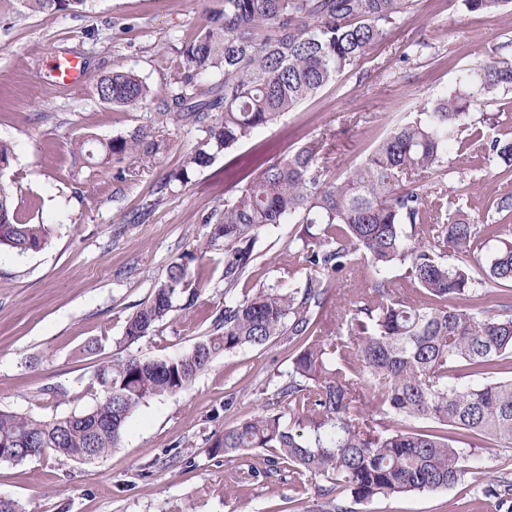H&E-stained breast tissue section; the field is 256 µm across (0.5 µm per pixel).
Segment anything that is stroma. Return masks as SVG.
I'll use <instances>...</instances> for the list:
<instances>
[{"mask_svg": "<svg viewBox=\"0 0 512 512\" xmlns=\"http://www.w3.org/2000/svg\"><path fill=\"white\" fill-rule=\"evenodd\" d=\"M222 0H90L85 10L32 13L0 0V139L13 143L7 172L21 212L54 229L41 252L0 250V409L49 419L93 404L90 385L115 357L164 360L207 336L224 310V251L195 265L204 286L192 308L175 310L148 335L123 340L127 319L164 281L169 267L205 237V219L235 195L256 164L329 135L331 176L343 178L396 123L451 92L460 77L495 56H512V9L467 11L462 0H416L361 65L340 74L293 111L228 154L192 169L151 213L162 178L182 166L202 136L193 126L159 123L155 103L134 109L100 102L96 85L113 70L134 71L153 89L173 77L176 50ZM65 51L84 64L82 86L54 85L48 66ZM153 127V142L101 166L75 155L80 139L106 141ZM443 187L476 221L512 193L497 164L452 148ZM290 225L267 231L265 254L246 287L274 283L299 257L286 244ZM286 340L219 355L185 390L141 406L119 448L92 463L54 456L0 461V497L23 512H283L287 480L228 494L238 461L213 454L226 427L258 412L263 387L289 366ZM477 471L435 492L376 498L355 512H495L480 488L512 480V448H484Z\"/></svg>", "mask_w": 512, "mask_h": 512, "instance_id": "1", "label": "stroma"}]
</instances>
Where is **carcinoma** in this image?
<instances>
[{
    "mask_svg": "<svg viewBox=\"0 0 512 512\" xmlns=\"http://www.w3.org/2000/svg\"><path fill=\"white\" fill-rule=\"evenodd\" d=\"M88 0H23L32 13L78 11ZM467 10L494 14L512 0H463ZM222 9L177 51L172 83L154 91L133 71L115 70L97 87L117 108L158 101L159 115L203 133L182 168L163 178L152 210L188 169L233 150L253 132L294 110L339 74L357 68L414 0H223ZM205 78L213 79L203 88ZM512 90V60L492 57L460 76L452 93L394 126L340 182L329 178L324 139L262 166L239 194L208 217L203 246L172 263L167 279L128 318L124 341L147 335L186 297L191 264L224 248V311L191 349L166 360L115 358L93 383L94 404L51 419L0 409V448H32L16 463L53 453L94 462L118 447L133 413L175 395L210 368L222 352L288 338L286 379L266 394L262 409L224 429L212 447L224 457L266 452L262 464L227 475L239 491L288 477L298 495L314 490L319 512H354L374 498L433 492L460 484L482 445H456L453 431L512 447V226L479 224L443 201L423 180L448 172L452 145L470 130V110ZM150 137L74 151L108 163ZM476 151L512 173V141L476 136ZM14 147L0 140V250H43L52 229L19 213L17 187L7 178ZM300 224L287 246L301 272L273 284L237 290L263 253L262 233ZM496 242L488 255L482 251ZM398 268L397 278L390 276ZM359 270L370 289L342 307L345 332L318 330L334 283ZM481 492L498 512H512V480L494 479Z\"/></svg>",
    "mask_w": 512,
    "mask_h": 512,
    "instance_id": "cac0c4a2",
    "label": "carcinoma"
}]
</instances>
